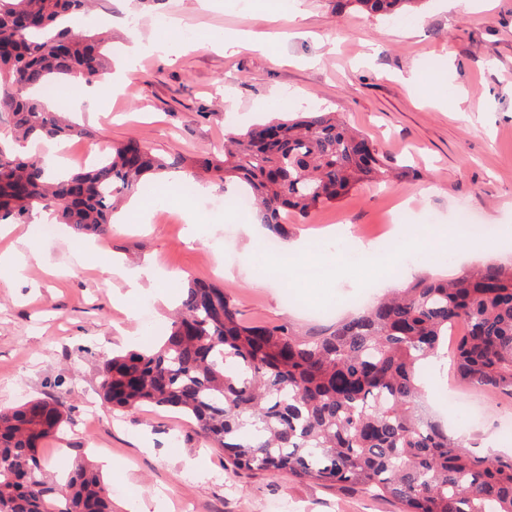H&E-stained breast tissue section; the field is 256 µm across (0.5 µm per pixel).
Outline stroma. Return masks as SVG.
<instances>
[{
    "instance_id": "obj_1",
    "label": "stroma",
    "mask_w": 512,
    "mask_h": 512,
    "mask_svg": "<svg viewBox=\"0 0 512 512\" xmlns=\"http://www.w3.org/2000/svg\"><path fill=\"white\" fill-rule=\"evenodd\" d=\"M265 0H101L93 18L111 31L112 70L97 111L80 105L71 83L63 111L82 134L60 142L63 164L79 170L103 147L134 138L154 154L191 160L220 158L224 137L251 123L291 112L325 111L366 135L393 168V186L366 183L336 203L289 219L281 250L297 240L372 233L378 225L435 222L433 240L451 252L448 262L408 266L407 234L377 261L350 266L341 251L310 252L309 264L327 267L314 284L272 275L277 257L264 255L266 231L252 215L213 211L208 201L239 192L210 173L201 182L204 206L186 207L173 173L146 179L152 196L144 223L124 224L103 236L76 238L70 229L43 241L40 260L0 277V409L59 396L69 423L41 446L49 473L76 458L109 460L103 471L113 512H135L157 501V512H401L391 498L325 486L262 471H235L222 450L207 447L178 414L152 406L133 411L99 401L106 358L144 346L133 303L116 294L128 286L122 270L149 267L142 289L159 329L191 281L223 288L256 322H289L307 330L327 327L346 309L324 315L320 305L372 287L373 297L424 275L454 274L484 261L512 264V250L468 242L460 213L477 224L512 226V0H425L400 20L341 10L336 0H284L267 15ZM180 12L194 39L171 56L153 51L162 37L154 20ZM146 51L126 72L130 32ZM248 44L228 55L225 34ZM210 37L211 45L195 46ZM200 228L187 242L186 224ZM118 266L106 275L104 267ZM456 404L471 410L470 431L482 451L512 452L505 434L512 398L456 386ZM97 398V415L87 402Z\"/></svg>"
}]
</instances>
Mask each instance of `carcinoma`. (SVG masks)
<instances>
[{"label": "carcinoma", "instance_id": "1", "mask_svg": "<svg viewBox=\"0 0 512 512\" xmlns=\"http://www.w3.org/2000/svg\"><path fill=\"white\" fill-rule=\"evenodd\" d=\"M372 16L423 0H342ZM93 0H0V224H29L50 211L80 237L104 235L122 197L168 164L130 138L90 169L58 176L38 154L42 138L83 134L35 98L57 78L91 85L107 70L109 36L76 31L70 17ZM204 171L246 183L262 224L284 232L359 183H391L379 152L333 112L257 124L224 145ZM453 364L471 389L512 397V265L482 264L422 276L333 326L301 332L244 317L224 289L193 281L156 349L113 356L101 368L103 400L181 413L236 470L389 496L402 512H512V456L479 453L419 404V362ZM58 398L0 410V512H112L99 471L76 463L62 483L45 475L37 449L58 433Z\"/></svg>", "mask_w": 512, "mask_h": 512}]
</instances>
